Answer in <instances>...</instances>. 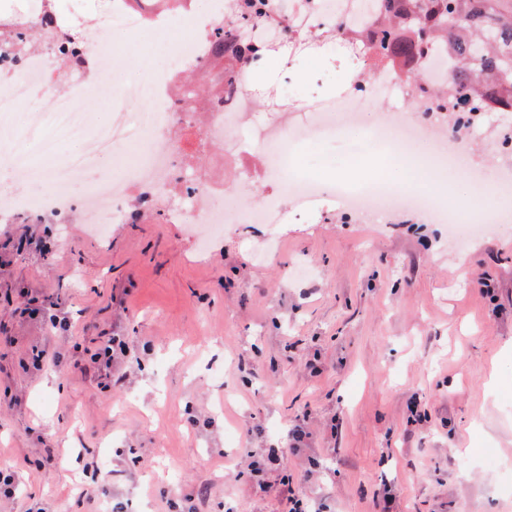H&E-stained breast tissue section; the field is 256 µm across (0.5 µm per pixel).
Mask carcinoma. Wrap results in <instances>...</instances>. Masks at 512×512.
<instances>
[{
	"mask_svg": "<svg viewBox=\"0 0 512 512\" xmlns=\"http://www.w3.org/2000/svg\"><path fill=\"white\" fill-rule=\"evenodd\" d=\"M237 9L257 17L264 0H238ZM379 39L365 42L377 67L401 59L409 64L406 80L417 83L424 73L422 53L437 48L456 57L449 84L437 89L453 105L464 100L476 108L490 95L512 101V0H388L376 21ZM211 60L224 61V73L254 63L238 47L233 22L213 43Z\"/></svg>",
	"mask_w": 512,
	"mask_h": 512,
	"instance_id": "1",
	"label": "carcinoma"
}]
</instances>
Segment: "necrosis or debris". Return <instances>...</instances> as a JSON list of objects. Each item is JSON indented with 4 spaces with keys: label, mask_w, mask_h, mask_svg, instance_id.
<instances>
[{
    "label": "necrosis or debris",
    "mask_w": 512,
    "mask_h": 512,
    "mask_svg": "<svg viewBox=\"0 0 512 512\" xmlns=\"http://www.w3.org/2000/svg\"><path fill=\"white\" fill-rule=\"evenodd\" d=\"M112 9L126 18V28L131 32L145 26L171 29L184 22L173 14L130 9L127 0H113ZM269 12V21L242 24L238 41L279 53L284 70L290 75L294 74L295 60L301 53H312L326 43L336 42L360 73L348 97L304 105L273 91H261L253 84L252 70L239 68L230 80L233 95L224 105L203 118L192 112L194 94L204 93L206 86L200 83L194 90H187L178 82L179 72L202 66L209 58L217 30L235 14L233 0H211L207 14L191 15L184 22L188 30L173 46L177 68L147 73L137 80L124 79L118 54L108 37H99L90 45L73 37L65 43L57 39L36 41L26 14L1 9L0 116L26 108L29 129L28 138L17 146L5 168L25 173L37 183L40 194L24 204L0 196V212L24 205L37 209L50 203L60 211L79 209L86 223L103 229L112 223L153 218L155 200L176 194L187 201L186 207L172 211L182 224H196L209 231L231 224H269L286 218L295 200L317 196L321 191L318 183L292 174L298 149L311 137H332L337 126L357 123L365 107L391 89L409 99L410 114L396 123L368 129V136L382 139L399 159L404 158L416 137L432 138V152L422 159L421 166L440 176L447 173L454 162L446 138L448 100L434 95L433 90L445 85L449 71L457 66L455 58L443 57L436 68L428 70L425 87L418 89L404 78L402 64L377 70L359 50L353 40L355 31L371 36L376 33L374 17L363 12L360 0H271ZM67 56L74 66L94 67L96 80L112 82L105 99L110 121L100 132L92 130L88 104L95 101L96 95L87 86H80L75 95L54 94L44 108L28 104L31 85L45 83L51 66ZM368 71L374 74L369 81L364 78ZM80 97L86 100V107L77 106ZM135 100L148 103L143 116L147 147L135 154L125 174L117 178L99 170L98 164L104 156L131 147L128 104ZM261 100L267 101L269 110L286 113L288 119L259 129L263 162L255 168L243 156L238 130L253 118ZM416 112L429 113V120L413 121ZM177 128L196 129L192 146L174 138ZM215 140L224 145L220 166L237 169L245 179L261 173L273 181L276 192L244 204L230 200L223 208H213L212 199L224 193L223 179L190 178L186 168L191 160L205 156ZM67 143L78 144V151L64 162H56L60 147ZM33 154L45 159L46 167L29 168L28 158ZM91 172L96 175L91 189L74 194V185ZM510 192L511 182L490 188L476 180L469 198L447 207L416 190L376 180L364 188L350 189L349 196L351 209L368 217H391L409 203L427 217L446 216L457 224H494L505 218L498 200Z\"/></svg>",
    "instance_id": "necrosis-or-debris-1"
}]
</instances>
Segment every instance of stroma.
<instances>
[{
  "instance_id": "obj_1",
  "label": "stroma",
  "mask_w": 512,
  "mask_h": 512,
  "mask_svg": "<svg viewBox=\"0 0 512 512\" xmlns=\"http://www.w3.org/2000/svg\"><path fill=\"white\" fill-rule=\"evenodd\" d=\"M63 30L109 22L134 70L161 67L112 15V0H52ZM301 101L351 74L298 58ZM486 113L465 125L466 163L503 168L512 148ZM357 157L375 175L382 145L340 132L306 143L300 174ZM94 233L49 209L0 218V461L17 472L18 512H190L207 489L234 512H286L254 489L248 454L276 443L295 493L320 512H512V223L460 249L404 210L371 222L330 193L307 221L238 224L206 247L162 218ZM32 226L40 246L19 244ZM53 303L55 335L26 301ZM126 337L111 377L82 366L102 337ZM56 366L29 368L32 348ZM304 422L300 447L288 433ZM87 480L89 496L73 489Z\"/></svg>"
}]
</instances>
